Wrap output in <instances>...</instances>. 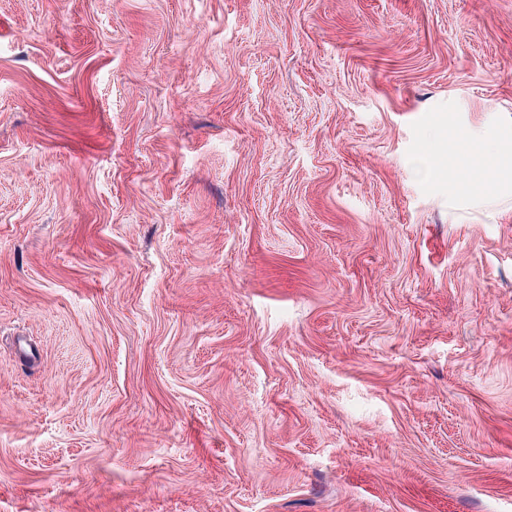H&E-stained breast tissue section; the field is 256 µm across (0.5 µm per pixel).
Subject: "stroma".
Wrapping results in <instances>:
<instances>
[{
	"mask_svg": "<svg viewBox=\"0 0 512 512\" xmlns=\"http://www.w3.org/2000/svg\"><path fill=\"white\" fill-rule=\"evenodd\" d=\"M506 156L512 0H0V512H512Z\"/></svg>",
	"mask_w": 512,
	"mask_h": 512,
	"instance_id": "1",
	"label": "stroma"
}]
</instances>
